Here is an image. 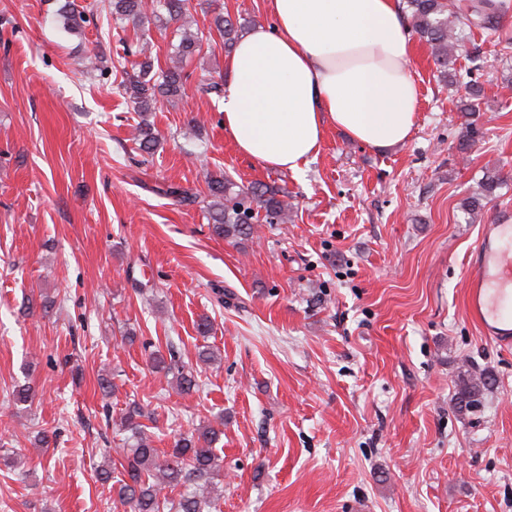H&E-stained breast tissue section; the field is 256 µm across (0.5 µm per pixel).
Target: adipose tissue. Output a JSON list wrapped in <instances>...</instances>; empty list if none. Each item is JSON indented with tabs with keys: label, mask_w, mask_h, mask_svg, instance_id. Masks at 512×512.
Listing matches in <instances>:
<instances>
[{
	"label": "adipose tissue",
	"mask_w": 512,
	"mask_h": 512,
	"mask_svg": "<svg viewBox=\"0 0 512 512\" xmlns=\"http://www.w3.org/2000/svg\"><path fill=\"white\" fill-rule=\"evenodd\" d=\"M268 25L224 56L222 122L237 152L296 173L327 127L373 148L408 141L418 88L400 0H264Z\"/></svg>",
	"instance_id": "ef3b65f1"
}]
</instances>
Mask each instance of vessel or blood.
I'll return each mask as SVG.
<instances>
[{
    "label": "vessel or blood",
    "mask_w": 512,
    "mask_h": 512,
    "mask_svg": "<svg viewBox=\"0 0 512 512\" xmlns=\"http://www.w3.org/2000/svg\"><path fill=\"white\" fill-rule=\"evenodd\" d=\"M468 306L491 339L512 336V223L484 225L470 259Z\"/></svg>",
    "instance_id": "vessel-or-blood-1"
}]
</instances>
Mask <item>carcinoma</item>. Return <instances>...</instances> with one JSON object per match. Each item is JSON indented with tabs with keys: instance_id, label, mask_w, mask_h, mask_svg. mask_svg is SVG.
Instances as JSON below:
<instances>
[{
	"instance_id": "1",
	"label": "carcinoma",
	"mask_w": 512,
	"mask_h": 512,
	"mask_svg": "<svg viewBox=\"0 0 512 512\" xmlns=\"http://www.w3.org/2000/svg\"><path fill=\"white\" fill-rule=\"evenodd\" d=\"M187 0H93L80 13L74 9L63 11V28L72 30L95 23L105 8L115 21L132 24L136 38L150 18L166 17L178 21L185 16ZM406 19L412 33L425 42L437 71L451 84L463 83L468 97L463 101V111L470 116L460 138V152L467 151L478 134L477 122L480 108V89L471 76L453 67L456 49L467 38L468 32L480 28L500 40L497 10L491 0H403ZM241 26L221 11H211L209 25L203 29L184 30L177 43L171 44L166 66L155 64L148 43L141 44L136 54L141 60L134 62L135 72L121 81L117 89L134 104L140 121L134 126L133 139L143 154L152 155L159 145L158 132L147 115L163 100L185 94L191 74L188 63L201 55L204 45L213 40V34L222 39L224 48H232ZM502 186L497 173L487 174L478 183L469 200V211L481 209L496 196ZM211 196L209 219L212 231L226 239H237L254 233L252 222L263 216L269 220L288 218L290 204L288 191L276 186L255 183L245 187L231 177H212L208 182ZM156 192L175 198L185 206L196 203V195L180 186L167 185ZM151 366L167 375L180 394L196 392L198 384L192 372L176 359L173 347L168 354L156 349L149 353ZM490 381L488 372L473 369L470 378L457 392L459 407L474 410L481 403L482 390ZM143 408L136 402L129 405L121 425L129 433L123 446L115 449L116 460L127 475L112 488L115 501L130 512H204L214 503L215 479L223 471V465L214 453L213 444L219 430L207 424L187 434L174 437L170 450L163 456L153 447L146 425Z\"/></svg>"
}]
</instances>
